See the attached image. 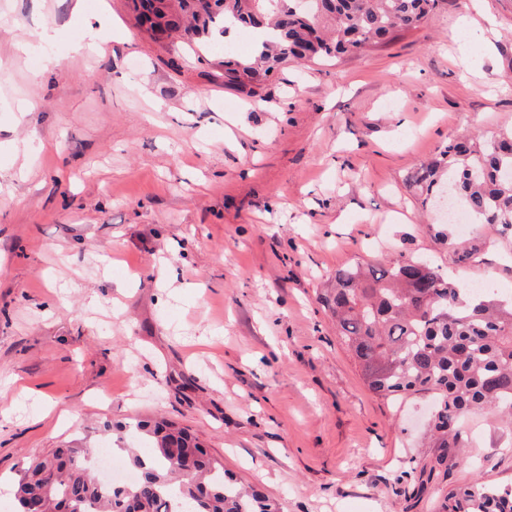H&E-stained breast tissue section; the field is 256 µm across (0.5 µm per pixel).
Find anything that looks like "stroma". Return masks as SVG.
Here are the masks:
<instances>
[{
    "label": "stroma",
    "instance_id": "1",
    "mask_svg": "<svg viewBox=\"0 0 512 512\" xmlns=\"http://www.w3.org/2000/svg\"><path fill=\"white\" fill-rule=\"evenodd\" d=\"M0 0V483L139 420L185 427L281 512H437L512 487V431L469 417L441 457L430 395L368 390L319 301L399 255L512 292V236L460 233L408 175L512 131V0H438L365 53L224 83L223 39L162 44L127 0ZM54 30L57 65L16 50ZM477 248L462 262V249ZM444 512H512V489L476 481L448 490Z\"/></svg>",
    "mask_w": 512,
    "mask_h": 512
}]
</instances>
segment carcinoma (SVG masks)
Wrapping results in <instances>:
<instances>
[{
	"label": "carcinoma",
	"instance_id": "carcinoma-1",
	"mask_svg": "<svg viewBox=\"0 0 512 512\" xmlns=\"http://www.w3.org/2000/svg\"><path fill=\"white\" fill-rule=\"evenodd\" d=\"M158 26L198 39L218 28L265 34L243 59L225 50L224 84L253 88L290 59L359 53L398 28L421 26L438 0H156ZM409 188L430 203L449 190L498 235L512 234V132L491 140L450 141L421 165ZM340 344L368 388L383 397L431 393L430 438L458 448L475 412L512 420V303L471 297L432 265L413 259L357 263L336 271L323 298ZM139 443L121 449L138 478L108 484L92 466L90 443L65 444L33 460L14 489V512H280L269 497L242 488L196 438L165 420L140 425ZM443 512H512V489L476 481L448 490Z\"/></svg>",
	"mask_w": 512,
	"mask_h": 512
}]
</instances>
